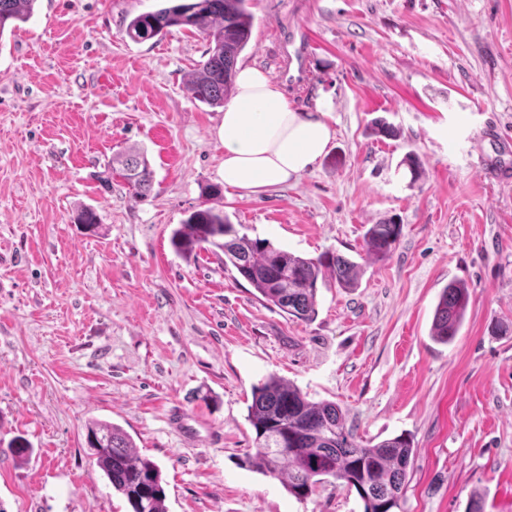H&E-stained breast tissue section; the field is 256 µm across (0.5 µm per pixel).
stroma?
I'll return each mask as SVG.
<instances>
[{
  "label": "stroma",
  "mask_w": 512,
  "mask_h": 512,
  "mask_svg": "<svg viewBox=\"0 0 512 512\" xmlns=\"http://www.w3.org/2000/svg\"><path fill=\"white\" fill-rule=\"evenodd\" d=\"M159 5L37 0L0 34V442L32 448L0 455V512H128L86 446L93 420L157 463L167 512H363L346 487L300 500L249 464L247 407L270 375L339 404L363 442L411 437L399 512H466L474 493L512 512V179L481 168L489 127L512 131V0H251L239 65L334 136L297 181L219 199L204 189L222 182L224 110L186 87L207 40L126 35ZM130 150L153 170L143 197L110 168ZM85 207L97 232L74 222ZM208 207L302 257L361 259L358 286L319 285L313 320L286 317L222 251L174 250ZM390 220V256L363 261L366 229ZM451 282L469 304L443 345ZM469 303L464 284L451 283L444 288L435 309L431 336L438 343L448 344L456 336Z\"/></svg>",
  "instance_id": "obj_1"
}]
</instances>
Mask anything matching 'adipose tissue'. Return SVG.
I'll list each match as a JSON object with an SVG mask.
<instances>
[{
	"instance_id": "ef3b65f1",
	"label": "adipose tissue",
	"mask_w": 512,
	"mask_h": 512,
	"mask_svg": "<svg viewBox=\"0 0 512 512\" xmlns=\"http://www.w3.org/2000/svg\"><path fill=\"white\" fill-rule=\"evenodd\" d=\"M218 137L225 187L259 194L308 172L325 153L333 130L326 113L295 110L264 71L246 66L236 75Z\"/></svg>"
}]
</instances>
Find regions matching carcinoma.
I'll return each instance as SVG.
<instances>
[{
  "mask_svg": "<svg viewBox=\"0 0 512 512\" xmlns=\"http://www.w3.org/2000/svg\"><path fill=\"white\" fill-rule=\"evenodd\" d=\"M36 0H0V35L15 21L25 22ZM249 0H166L159 8L134 17L126 35L136 43L161 40L173 27H191L208 41V58L190 80L193 99L222 106L234 88L237 61L248 45L253 16ZM123 177L135 194L150 192L153 171L140 152L121 160ZM402 227L392 222L371 225L364 235L366 259L389 257ZM171 244L186 259L197 256L202 245L224 252L232 266L280 312L303 321L316 313L318 280L352 288L359 265L331 251L303 258L275 248L266 239L239 234L221 212L210 208L192 212L173 230ZM469 303L461 283L444 288L435 309L431 336L447 344L456 336ZM247 419L255 432V458L263 472L287 478L288 492L302 500L318 485L334 480L356 491L363 512H396L404 493L407 468L414 455L411 438L403 435L372 446L357 441L346 428L341 408L334 402H312L295 385L270 375L253 387ZM86 444L112 490L121 494L132 512H167L166 492L159 466L140 456L131 436L110 422L86 426ZM3 455L24 459L28 443L17 438Z\"/></svg>",
  "mask_w": 512,
  "mask_h": 512,
  "instance_id": "cac0c4a2",
  "label": "carcinoma"
}]
</instances>
